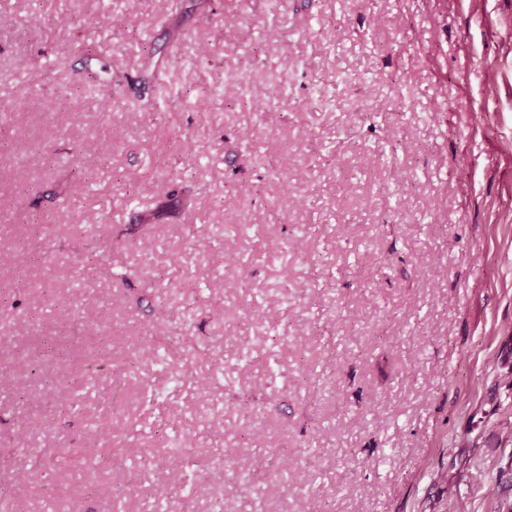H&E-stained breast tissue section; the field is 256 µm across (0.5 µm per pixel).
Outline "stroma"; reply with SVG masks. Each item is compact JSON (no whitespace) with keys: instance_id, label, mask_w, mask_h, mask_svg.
I'll return each instance as SVG.
<instances>
[{"instance_id":"35a3bbf8","label":"stroma","mask_w":512,"mask_h":512,"mask_svg":"<svg viewBox=\"0 0 512 512\" xmlns=\"http://www.w3.org/2000/svg\"><path fill=\"white\" fill-rule=\"evenodd\" d=\"M0 505L512 512V0H0Z\"/></svg>"}]
</instances>
